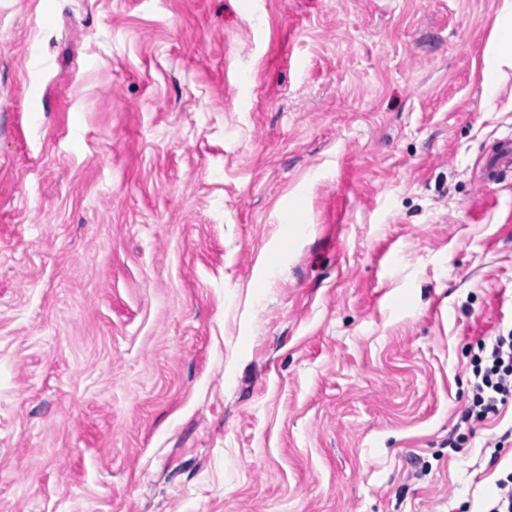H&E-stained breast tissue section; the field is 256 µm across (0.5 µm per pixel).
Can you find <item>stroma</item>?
<instances>
[{
  "label": "stroma",
  "instance_id": "1",
  "mask_svg": "<svg viewBox=\"0 0 512 512\" xmlns=\"http://www.w3.org/2000/svg\"><path fill=\"white\" fill-rule=\"evenodd\" d=\"M500 6L0 0V512H483ZM483 87L493 96L506 73L503 67H512V1L502 0L497 25L485 51Z\"/></svg>",
  "mask_w": 512,
  "mask_h": 512
}]
</instances>
